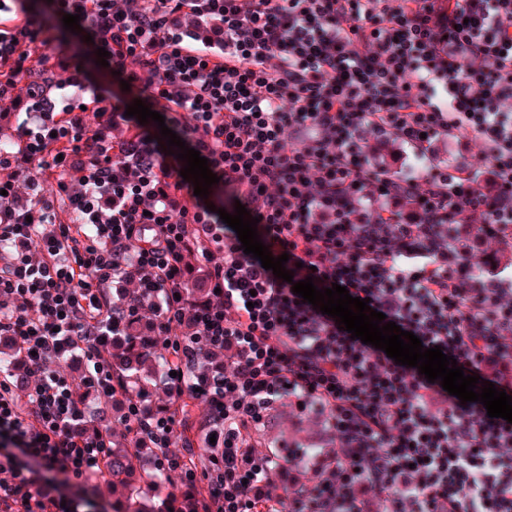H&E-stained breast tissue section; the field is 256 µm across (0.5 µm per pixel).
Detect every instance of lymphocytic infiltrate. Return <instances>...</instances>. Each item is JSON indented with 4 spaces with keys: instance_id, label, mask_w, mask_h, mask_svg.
<instances>
[{
    "instance_id": "obj_1",
    "label": "lymphocytic infiltrate",
    "mask_w": 512,
    "mask_h": 512,
    "mask_svg": "<svg viewBox=\"0 0 512 512\" xmlns=\"http://www.w3.org/2000/svg\"><path fill=\"white\" fill-rule=\"evenodd\" d=\"M109 71L207 158L292 281L345 286L424 348L512 394V0H58ZM80 55L24 7L0 14V334L32 378L0 375V512H80L37 470L107 475L110 435L54 364L82 351L171 486L203 512H512V424L352 338L244 253L180 167ZM479 141L488 170L448 163ZM397 145L400 170L369 139ZM148 318L173 406L120 383L105 337ZM199 364L196 384L182 374ZM333 451L293 479L252 433L286 396ZM224 438L185 461L186 403ZM32 466L21 463V456Z\"/></svg>"
}]
</instances>
